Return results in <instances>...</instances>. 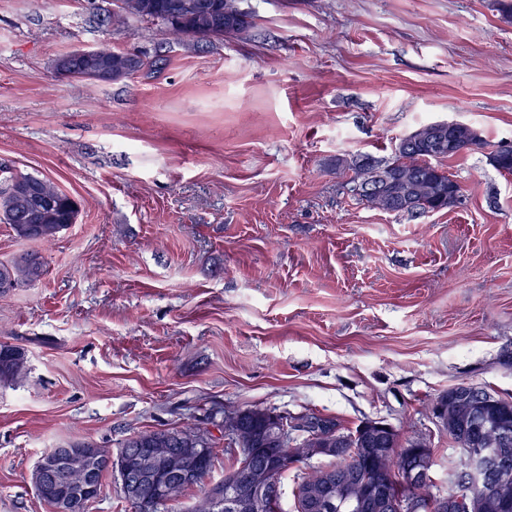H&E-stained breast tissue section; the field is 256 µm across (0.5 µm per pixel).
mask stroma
I'll return each instance as SVG.
<instances>
[{
    "mask_svg": "<svg viewBox=\"0 0 512 512\" xmlns=\"http://www.w3.org/2000/svg\"><path fill=\"white\" fill-rule=\"evenodd\" d=\"M250 40L196 46L112 0H0V166L51 180L75 224L35 243L43 277L0 297V512H53L31 483L76 441L216 434L266 406L384 419L459 450L431 407L466 382L512 397V21L496 0H239ZM107 47L151 61L116 82L59 76ZM483 149L444 161L452 207L414 218L352 195L334 161L389 159L430 121ZM27 356L23 348L0 343V382L5 383L19 377L26 370Z\"/></svg>",
    "mask_w": 512,
    "mask_h": 512,
    "instance_id": "35a3bbf8",
    "label": "stroma"
}]
</instances>
